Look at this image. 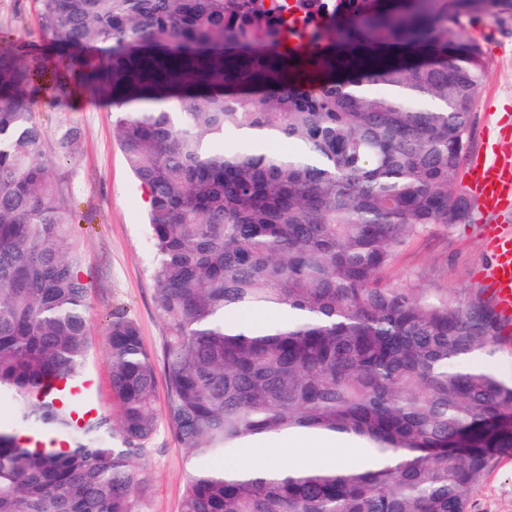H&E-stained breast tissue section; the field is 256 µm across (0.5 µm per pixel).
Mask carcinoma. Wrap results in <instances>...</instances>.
Instances as JSON below:
<instances>
[{
  "label": "carcinoma",
  "instance_id": "obj_1",
  "mask_svg": "<svg viewBox=\"0 0 512 512\" xmlns=\"http://www.w3.org/2000/svg\"><path fill=\"white\" fill-rule=\"evenodd\" d=\"M74 80L104 87L145 192L165 336V406L137 324L112 315L118 415L71 430L45 391L92 346L71 215L28 87L40 56L0 48V512H139L164 417L193 462L180 512H469L512 450V383L484 366L512 334L491 300L389 276L458 208L486 59L477 0H38ZM292 145L274 148L278 140ZM254 310L277 319L257 323ZM315 430L375 468L230 475L257 437Z\"/></svg>",
  "mask_w": 512,
  "mask_h": 512
}]
</instances>
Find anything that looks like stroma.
Returning <instances> with one entry per match:
<instances>
[{"label": "stroma", "instance_id": "35a3bbf8", "mask_svg": "<svg viewBox=\"0 0 512 512\" xmlns=\"http://www.w3.org/2000/svg\"><path fill=\"white\" fill-rule=\"evenodd\" d=\"M487 61V73L472 111L470 156L482 154L495 115L512 112V15L488 9L470 28ZM57 59L40 26L37 0H0V47ZM44 130L42 151L54 163L53 179L64 190L72 213L66 233L79 259L91 313L92 347L84 370L98 382L101 410L112 413V368L104 342L113 313L138 325L145 347L159 353L164 329L156 314L150 267L152 242L144 223L146 195L135 182L112 125L113 106L104 94L74 90L57 98L50 76L30 90ZM78 138L68 152L59 141L68 130ZM483 216L473 209L464 224H433L411 237L395 258L390 274L403 288L460 298L484 295L478 278L488 259L481 234ZM144 464L150 484L141 512H179L190 463L168 422H160L147 441ZM470 512H512V456L498 459L474 490Z\"/></svg>", "mask_w": 512, "mask_h": 512}]
</instances>
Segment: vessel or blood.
Here are the masks:
<instances>
[{
  "label": "vessel or blood",
  "instance_id": "b4317fda",
  "mask_svg": "<svg viewBox=\"0 0 512 512\" xmlns=\"http://www.w3.org/2000/svg\"><path fill=\"white\" fill-rule=\"evenodd\" d=\"M468 186L490 222L483 237L490 261L481 279L497 309L512 315V120L502 119L488 156L469 172ZM60 405L71 408L74 424L95 416L96 380L93 376L59 377L53 381Z\"/></svg>",
  "mask_w": 512,
  "mask_h": 512
}]
</instances>
